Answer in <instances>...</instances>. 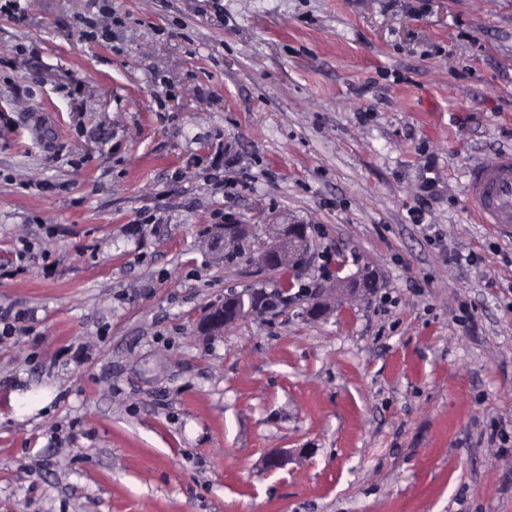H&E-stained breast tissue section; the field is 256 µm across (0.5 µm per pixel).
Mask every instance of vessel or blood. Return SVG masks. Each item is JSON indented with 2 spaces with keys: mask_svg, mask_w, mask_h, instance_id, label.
I'll list each match as a JSON object with an SVG mask.
<instances>
[{
  "mask_svg": "<svg viewBox=\"0 0 512 512\" xmlns=\"http://www.w3.org/2000/svg\"><path fill=\"white\" fill-rule=\"evenodd\" d=\"M464 189L483 223L512 228V151L500 152L470 170Z\"/></svg>",
  "mask_w": 512,
  "mask_h": 512,
  "instance_id": "b4317fda",
  "label": "vessel or blood"
}]
</instances>
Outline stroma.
I'll return each mask as SVG.
<instances>
[{
  "instance_id": "obj_1",
  "label": "stroma",
  "mask_w": 512,
  "mask_h": 512,
  "mask_svg": "<svg viewBox=\"0 0 512 512\" xmlns=\"http://www.w3.org/2000/svg\"><path fill=\"white\" fill-rule=\"evenodd\" d=\"M21 4L0 512H512V233L463 188L512 150V0ZM224 224L250 227L230 261ZM279 224L311 235L284 274L255 263ZM365 268L323 318L198 329ZM251 306V297L247 294H238L224 299V303L210 310L199 329L206 335H221L226 324L248 314Z\"/></svg>"
}]
</instances>
